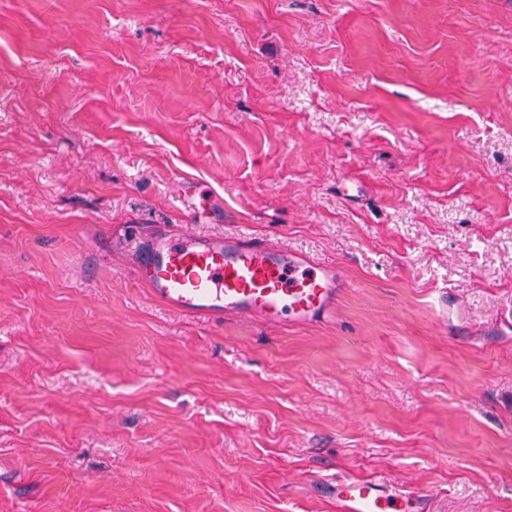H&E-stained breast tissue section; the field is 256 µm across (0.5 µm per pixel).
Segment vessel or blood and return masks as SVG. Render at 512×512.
Wrapping results in <instances>:
<instances>
[{"mask_svg":"<svg viewBox=\"0 0 512 512\" xmlns=\"http://www.w3.org/2000/svg\"><path fill=\"white\" fill-rule=\"evenodd\" d=\"M149 286L165 306L203 321L258 318L306 324L333 313L344 281L334 265L245 234L197 236L163 229L141 250ZM336 512H424L425 495L380 478L339 480L323 488Z\"/></svg>","mask_w":512,"mask_h":512,"instance_id":"obj_1","label":"vessel or blood"}]
</instances>
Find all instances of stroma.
Segmentation results:
<instances>
[{"label":"stroma","mask_w":512,"mask_h":512,"mask_svg":"<svg viewBox=\"0 0 512 512\" xmlns=\"http://www.w3.org/2000/svg\"><path fill=\"white\" fill-rule=\"evenodd\" d=\"M336 315L156 300L159 225ZM512 512V0H0V512ZM173 236L181 243L170 245ZM139 253L151 271L153 295L203 321L259 318L306 324L333 313L344 288L334 265L245 234L197 236L168 227ZM337 512H424L426 496L397 489L378 477L336 480L323 487Z\"/></svg>","instance_id":"35a3bbf8"}]
</instances>
